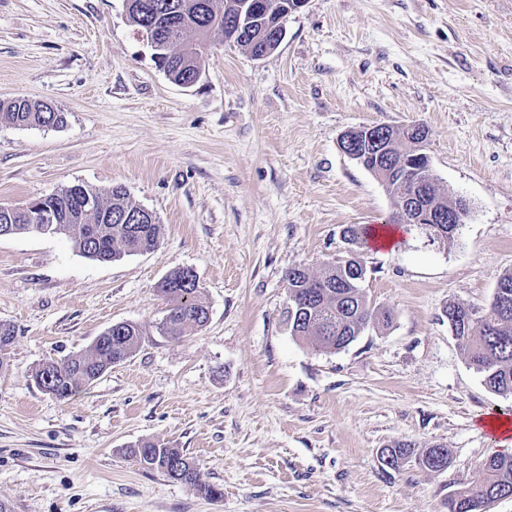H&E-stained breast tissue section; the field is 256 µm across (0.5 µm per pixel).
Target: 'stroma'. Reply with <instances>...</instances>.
Returning a JSON list of instances; mask_svg holds the SVG:
<instances>
[{
  "instance_id": "obj_1",
  "label": "stroma",
  "mask_w": 512,
  "mask_h": 512,
  "mask_svg": "<svg viewBox=\"0 0 512 512\" xmlns=\"http://www.w3.org/2000/svg\"><path fill=\"white\" fill-rule=\"evenodd\" d=\"M261 59L214 43L183 87L154 62L125 0H0V102L52 104L59 128L0 122V204L72 183L124 185L156 213L151 252L99 263L63 236L0 237V500L13 512H448L512 418L445 315L485 309L512 270V0H309ZM424 125L433 172L470 212L453 245L409 225L392 247L349 243L394 199L338 145L349 129ZM357 254L389 326L338 352L291 334L285 274ZM190 268L210 313L159 323L158 283ZM130 322L140 345L69 399L36 370ZM152 440L197 461L194 487L143 469ZM446 448L441 472L381 449Z\"/></svg>"
}]
</instances>
